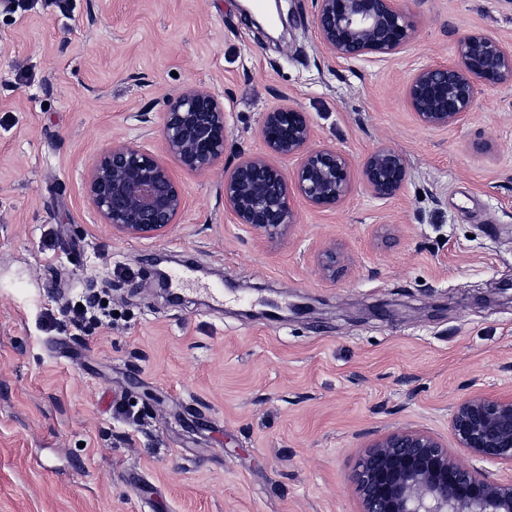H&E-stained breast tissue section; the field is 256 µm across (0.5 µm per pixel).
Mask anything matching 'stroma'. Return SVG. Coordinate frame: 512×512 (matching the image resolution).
Segmentation results:
<instances>
[{"label":"stroma","instance_id":"obj_1","mask_svg":"<svg viewBox=\"0 0 512 512\" xmlns=\"http://www.w3.org/2000/svg\"><path fill=\"white\" fill-rule=\"evenodd\" d=\"M28 2L0 0V512H361L369 443L411 428L455 448L458 400L512 392V302L494 292L512 279V84L440 129L404 96L468 33L512 47V0H402L411 42L353 60L322 47L311 0L281 42L244 0ZM190 84L223 97L228 160L261 151L270 106L306 112L313 146L350 158L349 194L296 201L270 238L233 222L223 167L181 170L165 236L113 232L89 166L117 136L162 154L165 101ZM380 144L408 167L388 199L359 173ZM159 253L199 267L183 304L152 283ZM89 293L112 314L77 323ZM269 298L309 310L260 317Z\"/></svg>","mask_w":512,"mask_h":512}]
</instances>
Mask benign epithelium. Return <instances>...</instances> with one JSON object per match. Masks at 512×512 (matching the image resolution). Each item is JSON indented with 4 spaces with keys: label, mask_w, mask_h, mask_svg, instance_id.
Wrapping results in <instances>:
<instances>
[{
    "label": "benign epithelium",
    "mask_w": 512,
    "mask_h": 512,
    "mask_svg": "<svg viewBox=\"0 0 512 512\" xmlns=\"http://www.w3.org/2000/svg\"><path fill=\"white\" fill-rule=\"evenodd\" d=\"M322 47L333 57H387L412 39L400 0H313ZM512 83V50L471 32L456 44L450 65L418 69L405 87L418 120L431 128L460 122L478 86ZM166 151L185 170L206 173L224 159V102L200 86L168 98L162 113ZM263 151L242 153L224 167V204L235 223L273 238L293 223L294 199L314 209L335 207L351 188V162L334 147L311 146L306 113L280 104L263 113ZM300 158L288 176L271 158ZM362 180L377 198L393 196L407 176L405 156L389 145L364 160ZM86 192L102 223L130 239L164 236L185 208L175 174L145 148L115 139L87 173ZM451 429L468 456L512 467V392L475 393L460 400ZM353 482L362 512H512V480H498L451 455L434 436L397 430L369 445Z\"/></svg>",
    "instance_id": "obj_1"
}]
</instances>
